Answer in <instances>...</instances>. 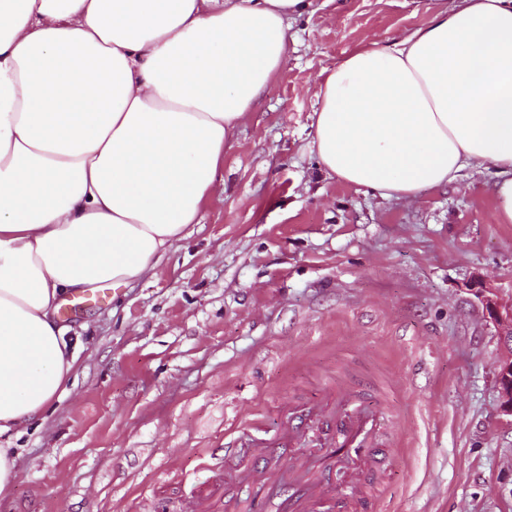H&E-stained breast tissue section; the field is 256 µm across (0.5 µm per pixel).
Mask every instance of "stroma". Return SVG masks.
Segmentation results:
<instances>
[{"label": "stroma", "instance_id": "obj_1", "mask_svg": "<svg viewBox=\"0 0 512 512\" xmlns=\"http://www.w3.org/2000/svg\"><path fill=\"white\" fill-rule=\"evenodd\" d=\"M448 0H314L288 61L224 151L215 196L155 274L59 313L74 366L0 446L18 473L0 512H182L225 447L279 434L289 406L356 383L401 437L377 512H512V416L497 329L473 286L512 297L497 178L464 170L414 201L328 176L310 143L319 75Z\"/></svg>", "mask_w": 512, "mask_h": 512}]
</instances>
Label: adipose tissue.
<instances>
[{
    "mask_svg": "<svg viewBox=\"0 0 512 512\" xmlns=\"http://www.w3.org/2000/svg\"><path fill=\"white\" fill-rule=\"evenodd\" d=\"M311 0H0V435L73 363L66 296L153 273L214 195L224 149ZM323 171L415 200L494 167L512 223V0H453L322 73Z\"/></svg>",
    "mask_w": 512,
    "mask_h": 512,
    "instance_id": "obj_1",
    "label": "adipose tissue"
}]
</instances>
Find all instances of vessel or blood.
<instances>
[{
	"label": "vessel or blood",
	"mask_w": 512,
	"mask_h": 512,
	"mask_svg": "<svg viewBox=\"0 0 512 512\" xmlns=\"http://www.w3.org/2000/svg\"><path fill=\"white\" fill-rule=\"evenodd\" d=\"M389 415L383 402L367 407L360 392L344 384L327 393L319 414L291 409L287 433L296 444L315 417L326 420L328 432L315 461L293 457L289 468L295 477L288 481L280 468L270 465L266 449H252L239 468L249 494L243 498L225 492L224 512H372L392 460L390 450L399 444L395 434L383 429ZM352 464L357 467L354 481L335 493L337 479Z\"/></svg>",
	"instance_id": "1"
}]
</instances>
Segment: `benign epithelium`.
Masks as SVG:
<instances>
[{
  "mask_svg": "<svg viewBox=\"0 0 512 512\" xmlns=\"http://www.w3.org/2000/svg\"><path fill=\"white\" fill-rule=\"evenodd\" d=\"M476 295L500 336L503 353L497 368V392L500 407L512 416V300L505 301L486 287L477 288Z\"/></svg>",
  "mask_w": 512,
  "mask_h": 512,
  "instance_id": "1",
  "label": "benign epithelium"
}]
</instances>
